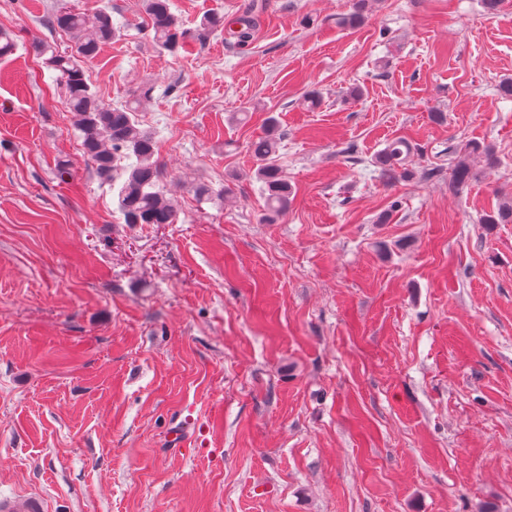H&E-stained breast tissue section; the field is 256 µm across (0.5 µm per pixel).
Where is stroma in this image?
<instances>
[{"label": "stroma", "instance_id": "1", "mask_svg": "<svg viewBox=\"0 0 512 512\" xmlns=\"http://www.w3.org/2000/svg\"><path fill=\"white\" fill-rule=\"evenodd\" d=\"M58 3L0 0V497L512 512V224L484 221L512 198V9L372 0L350 28L351 0H171L190 32L254 27L168 53L144 0H69L111 4L121 32L87 64L99 95L152 89L139 115L179 220L131 225L33 52L68 45L43 22ZM271 116L293 195L266 224L251 145ZM396 137L416 179L372 162ZM473 141L492 156L452 190ZM232 25V26H231ZM252 29V20L249 16H240L230 25L224 22V16L210 15L204 17L199 26L198 38L205 40L214 32H224L238 39L239 42L245 43L250 38Z\"/></svg>", "mask_w": 512, "mask_h": 512}]
</instances>
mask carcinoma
Listing matches in <instances>:
<instances>
[{
	"mask_svg": "<svg viewBox=\"0 0 512 512\" xmlns=\"http://www.w3.org/2000/svg\"><path fill=\"white\" fill-rule=\"evenodd\" d=\"M368 0H353L350 12L341 18L348 27L360 25ZM149 18L148 30L153 44L164 50L183 47L187 31L180 18L171 11L170 0H145ZM48 28L69 36L71 45L60 50L41 44L35 52L44 57L48 68L58 72L65 88L66 104L79 133L82 152L96 175L104 181H120L118 210L126 224H173L178 219L167 191L163 190V172L156 154L153 134L142 128L137 118L141 100L149 91L132 93V100L120 105L104 101L94 90V82L85 64L94 59L100 46L120 34L112 23L109 8L103 7L89 16L65 4L56 7L45 19ZM252 20L240 16L232 25L224 17L210 15L199 26L198 38L206 39L215 32H227L245 43L250 38ZM279 136L276 120L269 119L266 135L252 144L254 174L266 194L265 221L273 223L288 212L291 187L280 175L278 164ZM411 146L402 138L389 141L377 154L375 164L388 179H409ZM470 178L466 156L457 157L450 178L451 187L459 191ZM486 224L512 223V203L501 204L484 218Z\"/></svg>",
	"mask_w": 512,
	"mask_h": 512,
	"instance_id": "carcinoma-1",
	"label": "carcinoma"
}]
</instances>
